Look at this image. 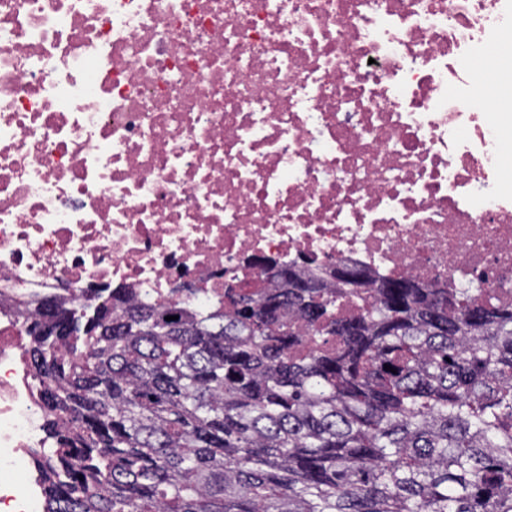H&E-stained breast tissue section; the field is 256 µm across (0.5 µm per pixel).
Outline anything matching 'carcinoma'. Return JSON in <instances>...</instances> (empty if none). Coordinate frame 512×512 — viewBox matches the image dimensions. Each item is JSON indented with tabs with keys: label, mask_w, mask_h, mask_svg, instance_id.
Instances as JSON below:
<instances>
[{
	"label": "carcinoma",
	"mask_w": 512,
	"mask_h": 512,
	"mask_svg": "<svg viewBox=\"0 0 512 512\" xmlns=\"http://www.w3.org/2000/svg\"><path fill=\"white\" fill-rule=\"evenodd\" d=\"M94 300L28 331L44 512H512V305L294 263L207 313Z\"/></svg>",
	"instance_id": "cac0c4a2"
}]
</instances>
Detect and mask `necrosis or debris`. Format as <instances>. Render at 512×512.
Instances as JSON below:
<instances>
[{
  "mask_svg": "<svg viewBox=\"0 0 512 512\" xmlns=\"http://www.w3.org/2000/svg\"><path fill=\"white\" fill-rule=\"evenodd\" d=\"M511 37L512 0H0V512L43 510L29 302L207 311L264 256L512 303Z\"/></svg>",
  "mask_w": 512,
  "mask_h": 512,
  "instance_id": "1",
  "label": "necrosis or debris"
}]
</instances>
